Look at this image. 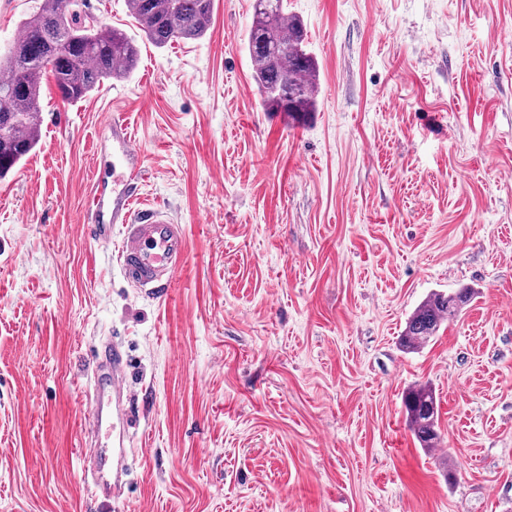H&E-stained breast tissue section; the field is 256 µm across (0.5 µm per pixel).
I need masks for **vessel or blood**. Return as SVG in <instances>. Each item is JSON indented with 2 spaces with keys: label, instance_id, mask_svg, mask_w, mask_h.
<instances>
[{
  "label": "vessel or blood",
  "instance_id": "b4317fda",
  "mask_svg": "<svg viewBox=\"0 0 512 512\" xmlns=\"http://www.w3.org/2000/svg\"><path fill=\"white\" fill-rule=\"evenodd\" d=\"M100 138L111 148L112 180L94 181L90 188L86 211L90 234L107 245L112 241L113 225H122L121 258L129 280L145 294L161 297L184 256L183 229L165 211L134 209L130 187L141 167L138 148L126 125L107 119ZM90 365L95 407L89 426L95 437L112 440L111 451L96 446L88 451L96 461L92 488L108 510L120 496L125 472L130 414L124 406L121 380L126 361L119 347L109 344L92 352Z\"/></svg>",
  "mask_w": 512,
  "mask_h": 512
}]
</instances>
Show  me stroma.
Returning <instances> with one entry per match:
<instances>
[{
    "label": "stroma",
    "instance_id": "obj_1",
    "mask_svg": "<svg viewBox=\"0 0 512 512\" xmlns=\"http://www.w3.org/2000/svg\"><path fill=\"white\" fill-rule=\"evenodd\" d=\"M215 2L202 39L142 42L81 103L45 80L38 144L0 180V512H101L84 362L108 343L136 418L120 512H512V0H288L318 63L297 118L258 104L253 0ZM111 115L141 203L185 231L159 299L127 282L121 226L85 230ZM462 288L403 352L415 308ZM474 293L462 288L454 294L433 292L422 301L406 322L400 345L407 353L423 348L446 321L454 320ZM403 405L406 424L420 447L436 448L440 442L439 411L432 388L426 384L409 387Z\"/></svg>",
    "mask_w": 512,
    "mask_h": 512
}]
</instances>
